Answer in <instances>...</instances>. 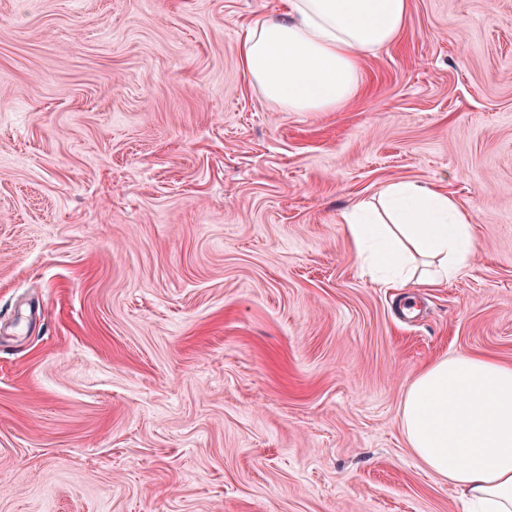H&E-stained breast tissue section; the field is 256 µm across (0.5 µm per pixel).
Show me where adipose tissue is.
<instances>
[{"label": "adipose tissue", "mask_w": 512, "mask_h": 512, "mask_svg": "<svg viewBox=\"0 0 512 512\" xmlns=\"http://www.w3.org/2000/svg\"><path fill=\"white\" fill-rule=\"evenodd\" d=\"M409 0H284L241 48L248 82L284 112H331L360 84V60L401 34ZM343 221L364 272L389 288L454 279L473 255L470 216L433 185L396 181ZM406 441L470 512H512V366L479 355L431 363L409 385Z\"/></svg>", "instance_id": "ef3b65f1"}]
</instances>
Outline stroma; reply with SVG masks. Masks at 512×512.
I'll return each mask as SVG.
<instances>
[{"mask_svg":"<svg viewBox=\"0 0 512 512\" xmlns=\"http://www.w3.org/2000/svg\"><path fill=\"white\" fill-rule=\"evenodd\" d=\"M279 0H0V512H466L403 435L512 365V0H410L333 112L241 69ZM438 185L475 252L366 276L343 212Z\"/></svg>","mask_w":512,"mask_h":512,"instance_id":"obj_1","label":"stroma"}]
</instances>
